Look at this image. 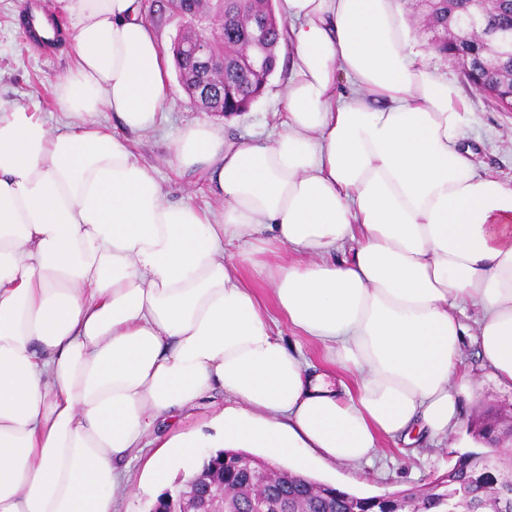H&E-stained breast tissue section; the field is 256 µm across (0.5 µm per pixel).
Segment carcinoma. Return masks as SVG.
Listing matches in <instances>:
<instances>
[{"label": "carcinoma", "mask_w": 512, "mask_h": 512, "mask_svg": "<svg viewBox=\"0 0 512 512\" xmlns=\"http://www.w3.org/2000/svg\"><path fill=\"white\" fill-rule=\"evenodd\" d=\"M434 19L442 26H455L458 19L467 18L471 0H435L428 5ZM270 7L263 4L242 10L232 4L225 13L222 38L215 41L217 53L224 55V76L208 77L212 85L213 100L206 101L211 112H247L264 95L269 77L277 66L279 24L270 20ZM267 30V66L262 78L251 81L241 74L239 53L249 47V36L257 22ZM495 22L508 34V42L500 44V52L493 68L487 66L489 37L485 30L477 35L442 38L431 48L453 62L462 59L471 66L466 79L473 90L485 85L484 95L494 100H512V87L504 78L512 73V11L498 5ZM494 411L484 410L471 422V434L480 448L453 452L448 473L437 475L423 489H410L379 496H360L348 493L331 484L308 475L273 466L282 477L271 479L255 469L251 455L224 449L214 453L215 463H224V506L233 512H248L249 502L255 499H281L291 512H384L389 498H397L400 507L414 512H445L448 499L458 502L460 512H512V479L507 471L493 461L486 462L493 444L491 435Z\"/></svg>", "instance_id": "1"}]
</instances>
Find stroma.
<instances>
[{"mask_svg": "<svg viewBox=\"0 0 512 512\" xmlns=\"http://www.w3.org/2000/svg\"><path fill=\"white\" fill-rule=\"evenodd\" d=\"M43 8L60 24L68 21L58 0H0V104L21 105L49 126H56L60 114L55 90L74 64L70 41L34 53L23 32L21 21L32 6ZM417 47L428 69L448 79L468 103L466 135L479 173L512 182V112L498 111L465 82L457 65L440 57L429 46L426 35L417 34ZM280 64L270 77L264 96L249 112L226 120L229 136L241 141H273L281 129L282 87L287 79V51H280ZM172 94L165 103L156 128L136 133L123 127L113 112L100 109L98 118L120 137L129 140L139 159L151 167L167 202L190 201L200 209H219L223 200L214 196L206 173L200 169L180 170L170 165L174 141L188 124L205 120L206 114L190 103L179 81H172ZM464 359L473 383L461 397L458 428L442 441L427 439L412 444L383 440L372 464L344 465L315 457L276 459L267 448L254 449V456L278 461L280 466L339 486L362 496L419 489L429 478L447 471L454 451L468 439L473 415L481 409L505 410L512 407V391L497 385L487 370L480 367L472 337L464 339ZM152 449L138 451L126 473L128 493L118 496L112 512H150L149 495L139 485L151 478Z\"/></svg>", "mask_w": 512, "mask_h": 512, "instance_id": "35a3bbf8", "label": "stroma"}]
</instances>
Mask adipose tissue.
Instances as JSON below:
<instances>
[{
	"label": "adipose tissue",
	"instance_id": "ef3b65f1",
	"mask_svg": "<svg viewBox=\"0 0 512 512\" xmlns=\"http://www.w3.org/2000/svg\"><path fill=\"white\" fill-rule=\"evenodd\" d=\"M61 3L76 56L62 128L0 112V512H112L137 448L158 449L156 493L168 459L205 443L359 465L386 437L445 438L470 332L512 390V186L476 171L404 0H276L291 50L278 139L203 121L172 147V164L209 171L218 211L165 202L96 119L149 131L169 95L142 0ZM281 321L349 384L289 350ZM217 388L216 438L163 437Z\"/></svg>",
	"mask_w": 512,
	"mask_h": 512
}]
</instances>
